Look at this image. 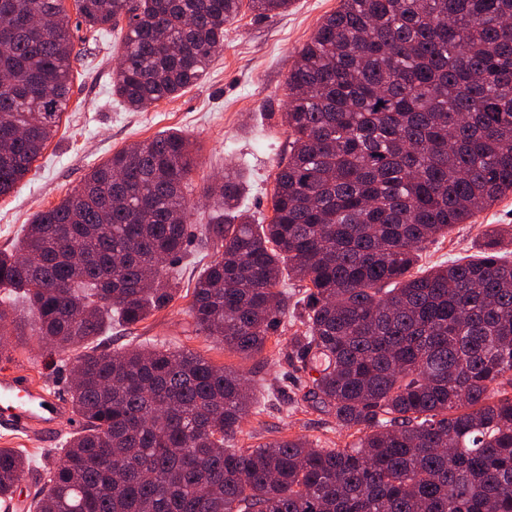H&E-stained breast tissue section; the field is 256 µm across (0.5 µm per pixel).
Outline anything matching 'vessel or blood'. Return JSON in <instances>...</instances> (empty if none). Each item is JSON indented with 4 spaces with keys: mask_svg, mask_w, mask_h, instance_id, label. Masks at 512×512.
Masks as SVG:
<instances>
[{
    "mask_svg": "<svg viewBox=\"0 0 512 512\" xmlns=\"http://www.w3.org/2000/svg\"><path fill=\"white\" fill-rule=\"evenodd\" d=\"M69 418V407L59 393L46 391L25 375L0 374V428L52 437Z\"/></svg>",
    "mask_w": 512,
    "mask_h": 512,
    "instance_id": "b4317fda",
    "label": "vessel or blood"
}]
</instances>
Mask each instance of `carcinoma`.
I'll return each instance as SVG.
<instances>
[{
  "label": "carcinoma",
  "instance_id": "carcinoma-1",
  "mask_svg": "<svg viewBox=\"0 0 512 512\" xmlns=\"http://www.w3.org/2000/svg\"><path fill=\"white\" fill-rule=\"evenodd\" d=\"M93 33L127 21L112 90L174 98L224 49L243 0H74ZM260 17L292 0H248ZM78 52L63 0H0V196L55 136ZM272 216L240 175L204 187L194 332L260 356L282 318L304 397L361 433L231 447L254 386L187 349L96 343L168 306L187 246L189 138L112 154L0 250V333L69 353L82 430L27 512H512L511 224L477 260L421 269L425 244L512 193V0H340L297 52ZM305 284L290 302L285 279ZM27 316L16 313V301ZM30 470L0 448V507Z\"/></svg>",
  "mask_w": 512,
  "mask_h": 512
}]
</instances>
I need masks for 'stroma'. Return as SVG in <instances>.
I'll list each match as a JSON object with an SVG mask.
<instances>
[{"mask_svg": "<svg viewBox=\"0 0 512 512\" xmlns=\"http://www.w3.org/2000/svg\"><path fill=\"white\" fill-rule=\"evenodd\" d=\"M338 6L339 0H293L288 12L269 18L242 8L225 27L224 50L201 80L176 98L138 111L129 109L112 93L126 25L86 38L72 62V94L57 133L31 172L9 194L0 196V249L11 247L22 236L33 214L54 207L73 192L89 168L134 142L171 131L188 136L198 146L191 174L192 227L207 222L203 188L221 179L228 165L237 168L241 176V210L258 219L270 218L276 165L288 149L280 119L288 70L324 17ZM488 224H512V194L467 223L456 225L448 237L426 244L421 267L478 256ZM213 258V251L190 243L174 265L179 284L168 307L133 327L112 324L100 338L102 345L115 351L138 345L180 347L216 366L246 375L258 388V412L244 421L235 447L252 448L298 435L323 448L351 444L352 435L337 425L334 413L301 399L298 385L305 374L289 360L285 344L294 331L290 320H282L275 339L269 340L265 352L255 358L224 350L193 332L191 292L196 277ZM70 370L67 354L38 337L0 345V372L29 376L60 394L69 392ZM75 431V426L62 425L60 437L53 441L36 433H0V448L21 452L33 466L14 494V512H25L37 491V466L52 461L66 435Z\"/></svg>", "mask_w": 512, "mask_h": 512, "instance_id": "35a3bbf8", "label": "stroma"}]
</instances>
